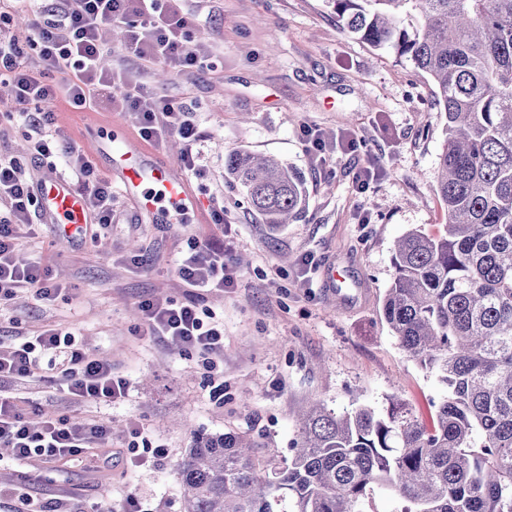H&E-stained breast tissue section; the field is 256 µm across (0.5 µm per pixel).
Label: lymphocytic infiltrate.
Listing matches in <instances>:
<instances>
[{"mask_svg": "<svg viewBox=\"0 0 512 512\" xmlns=\"http://www.w3.org/2000/svg\"><path fill=\"white\" fill-rule=\"evenodd\" d=\"M183 0H19L33 19L25 40L4 33L9 13L0 11V82L13 92L18 117L35 133L33 154L42 159L63 158L75 172L80 190L94 216L91 238L117 219L112 203V184L102 178L88 155L61 136L49 133L51 106L66 97L77 110L100 104L114 112H130L137 119L145 141L161 144L172 135L184 145L181 163L197 172L196 147L204 135L194 119L192 105L158 96L124 73L102 69L105 46L102 25L123 28L125 51L142 64H166L176 72L209 67L206 54L196 43ZM37 202L35 185L19 162L0 158V302L11 300L19 289L37 299L60 295L63 288L48 269L19 259L18 240L32 230ZM190 253L179 265L186 284L196 291L225 288L231 283L223 246L190 241ZM141 320L150 333L178 341L209 361L224 355V328L205 321L198 302L141 300ZM55 371L58 389L84 404L112 403L125 398L127 380L111 364L86 350L72 332L56 327L20 337L0 347V447L14 460L35 462L52 469L80 457L93 445L108 440L111 427L103 421L85 422L59 415L32 427L17 408L10 387L29 381L42 370Z\"/></svg>", "mask_w": 512, "mask_h": 512, "instance_id": "obj_1", "label": "lymphocytic infiltrate"}]
</instances>
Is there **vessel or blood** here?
I'll list each match as a JSON object with an SVG mask.
<instances>
[{
    "label": "vessel or blood",
    "instance_id": "obj_1",
    "mask_svg": "<svg viewBox=\"0 0 512 512\" xmlns=\"http://www.w3.org/2000/svg\"><path fill=\"white\" fill-rule=\"evenodd\" d=\"M98 151L109 160L107 172L122 195L133 202L145 224H182L200 210L187 178L170 157L147 152L125 135L100 138ZM40 221L50 225L55 237L67 244L81 243L93 216L84 196L62 176L36 183Z\"/></svg>",
    "mask_w": 512,
    "mask_h": 512
}]
</instances>
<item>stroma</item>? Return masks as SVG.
Returning <instances> with one entry per match:
<instances>
[{
  "label": "stroma",
  "instance_id": "obj_1",
  "mask_svg": "<svg viewBox=\"0 0 512 512\" xmlns=\"http://www.w3.org/2000/svg\"><path fill=\"white\" fill-rule=\"evenodd\" d=\"M196 41L211 68L168 71L125 57L113 39L109 66L127 71L153 93L194 103L204 139L201 172L188 180L203 211L222 206L224 221L144 224L122 194V218L105 240L68 246L40 226L22 240L24 261L47 266L67 290L51 304L21 291L0 307V342L49 325L79 340L124 376L126 397L111 405L72 403L53 372L14 386L32 425L66 413L110 422L113 453L126 452L136 419L163 456L131 471L100 473L88 463L43 481L37 464L19 466L0 447V512L19 494L81 501L122 512L134 491L146 512H183L177 463L196 432H243L260 457L284 458L299 440V413L317 403L342 413L360 405L405 400L420 417L445 394L434 375L410 360L382 319L394 274L396 240L411 229L437 235L446 222L436 192L444 119L432 78L394 49L375 48L342 32L330 0H186ZM8 87L0 84V156L24 161L28 179L64 173L61 164L30 160L25 126L8 119ZM138 137L134 115L102 106L73 109L57 99L53 128L83 150L98 172L107 162L87 126ZM317 129L331 146L316 156L303 138ZM356 139L348 150V139ZM274 158L300 172L306 207L291 224L263 222L240 186L225 176L229 152ZM376 174L367 186L358 176ZM196 238L223 245L234 283L203 293L199 303L224 324V359L214 371L171 341L137 333L145 298L186 301L177 267ZM313 266H305V258Z\"/></svg>",
  "mask_w": 512,
  "mask_h": 512
}]
</instances>
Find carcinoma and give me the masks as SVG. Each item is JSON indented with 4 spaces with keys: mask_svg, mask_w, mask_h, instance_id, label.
Returning <instances> with one entry per match:
<instances>
[{
    "mask_svg": "<svg viewBox=\"0 0 512 512\" xmlns=\"http://www.w3.org/2000/svg\"><path fill=\"white\" fill-rule=\"evenodd\" d=\"M331 3L343 29L438 86L448 220L397 241L383 317L446 395L427 422L395 398L381 412L313 405L292 455L264 466L244 435L196 434L178 463L184 512H362L376 492L402 512H512V0ZM225 170L266 223L299 218L288 167L234 151Z\"/></svg>",
    "mask_w": 512,
    "mask_h": 512,
    "instance_id": "carcinoma-1",
    "label": "carcinoma"
}]
</instances>
